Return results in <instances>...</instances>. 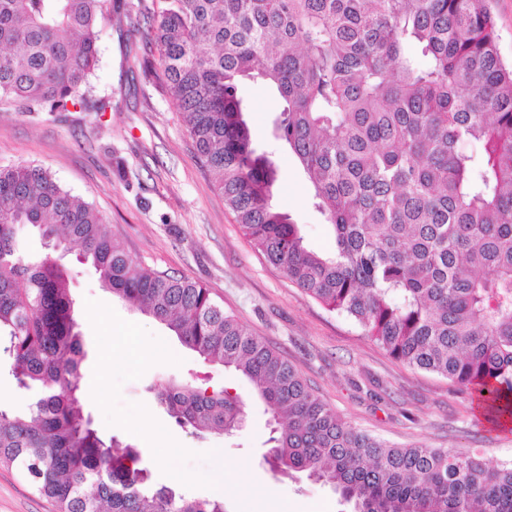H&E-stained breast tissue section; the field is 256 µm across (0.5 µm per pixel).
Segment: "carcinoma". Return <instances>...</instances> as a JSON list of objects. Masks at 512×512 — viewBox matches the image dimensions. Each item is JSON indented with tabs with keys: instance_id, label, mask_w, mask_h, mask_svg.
Segmentation results:
<instances>
[{
	"instance_id": "obj_1",
	"label": "carcinoma",
	"mask_w": 512,
	"mask_h": 512,
	"mask_svg": "<svg viewBox=\"0 0 512 512\" xmlns=\"http://www.w3.org/2000/svg\"><path fill=\"white\" fill-rule=\"evenodd\" d=\"M135 5L155 23L159 87L256 249L392 358L484 394L511 423L512 66L490 0H0V102L107 111L88 86L98 26ZM255 78L279 94L275 130L313 184L332 254L308 249L273 202L278 167L238 96ZM24 228L78 249L112 296L248 379L276 423L272 473L305 472L353 512H512V464L348 425L207 288L133 263L45 169L0 166V361L29 395L25 415L0 406V466L57 512L226 510L153 484L142 452L84 413L69 275L52 254L23 251ZM145 390L200 436L244 422L226 388L153 378Z\"/></svg>"
}]
</instances>
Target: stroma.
Masks as SVG:
<instances>
[{
	"label": "stroma",
	"mask_w": 512,
	"mask_h": 512,
	"mask_svg": "<svg viewBox=\"0 0 512 512\" xmlns=\"http://www.w3.org/2000/svg\"><path fill=\"white\" fill-rule=\"evenodd\" d=\"M91 95L107 112H21L0 108V165L48 169L71 194L92 203L135 261L208 288L240 324L281 351L314 392L348 424L387 441L478 452L512 462V430L492 426L477 394L394 360L350 319L292 285L254 248L211 176L197 161L172 103L146 67L154 46L138 11L104 21ZM239 94L258 150L279 169L274 203L300 224L307 246L329 254L335 240L313 207V187L275 133L274 88L245 80ZM86 359L80 380L94 425L141 448L156 483L195 498H219L227 512H349L327 485L299 472L285 478L264 461L270 415L251 384L203 361L151 316L103 289L94 268L69 254ZM135 329L148 361L113 347L105 325ZM114 363L103 368L106 348ZM164 375L239 395L246 421L229 437L177 426L145 392ZM0 512H54L14 472L0 467Z\"/></svg>",
	"instance_id": "obj_1"
}]
</instances>
